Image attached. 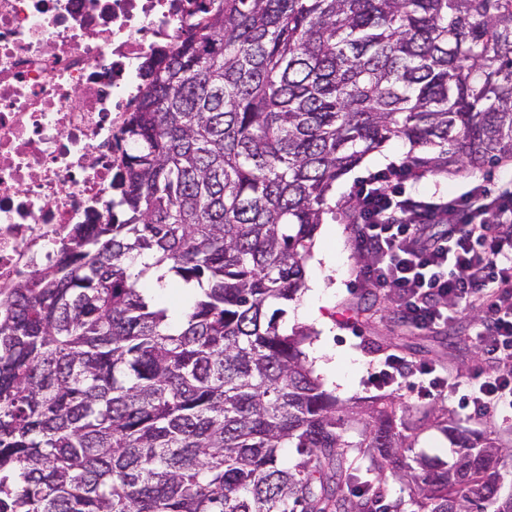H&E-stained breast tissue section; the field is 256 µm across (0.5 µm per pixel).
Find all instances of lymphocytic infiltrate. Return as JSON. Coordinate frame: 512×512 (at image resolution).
Wrapping results in <instances>:
<instances>
[{
    "label": "lymphocytic infiltrate",
    "instance_id": "obj_1",
    "mask_svg": "<svg viewBox=\"0 0 512 512\" xmlns=\"http://www.w3.org/2000/svg\"><path fill=\"white\" fill-rule=\"evenodd\" d=\"M403 167L369 174L353 196L363 279L383 290L402 322L416 330L447 325V306L478 311L477 349L492 370L467 381L435 375L389 356L383 382L417 377L422 396L449 391L473 413L512 412V179L489 192L476 183L455 197H421Z\"/></svg>",
    "mask_w": 512,
    "mask_h": 512
}]
</instances>
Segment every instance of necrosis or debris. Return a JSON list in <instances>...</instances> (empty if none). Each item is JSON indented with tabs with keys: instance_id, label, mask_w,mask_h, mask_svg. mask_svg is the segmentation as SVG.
<instances>
[{
	"instance_id": "obj_1",
	"label": "necrosis or debris",
	"mask_w": 512,
	"mask_h": 512,
	"mask_svg": "<svg viewBox=\"0 0 512 512\" xmlns=\"http://www.w3.org/2000/svg\"><path fill=\"white\" fill-rule=\"evenodd\" d=\"M199 0H0V291L110 222L112 136Z\"/></svg>"
}]
</instances>
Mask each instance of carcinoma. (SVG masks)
<instances>
[{
  "label": "carcinoma",
  "instance_id": "cac0c4a2",
  "mask_svg": "<svg viewBox=\"0 0 512 512\" xmlns=\"http://www.w3.org/2000/svg\"><path fill=\"white\" fill-rule=\"evenodd\" d=\"M155 51L112 144L119 216L0 292V512H512L505 447L435 409L341 402L280 330L336 181L512 163V0H209ZM182 294L173 321L162 294ZM361 426L360 440L346 438ZM297 461L286 465L282 451Z\"/></svg>",
  "mask_w": 512,
  "mask_h": 512
}]
</instances>
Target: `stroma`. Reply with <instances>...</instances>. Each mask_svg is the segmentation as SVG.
<instances>
[{"label": "stroma", "mask_w": 512, "mask_h": 512, "mask_svg": "<svg viewBox=\"0 0 512 512\" xmlns=\"http://www.w3.org/2000/svg\"><path fill=\"white\" fill-rule=\"evenodd\" d=\"M410 150L407 142L393 140L381 150L367 155L362 163L340 178L330 198V209L323 216L311 249L324 251L332 258L331 267L315 262L313 255L305 263L306 290L289 303L280 320L284 331L299 328L309 338L303 346L309 366L317 362L331 364L332 378L323 387L341 400L385 397L406 405L409 423L417 434L415 453L448 459L452 445L447 434L436 426L430 412L433 405H443L462 426L494 433L504 445L512 446V420H502L496 413L474 416L458 397H418L408 386L379 383L377 373L388 355L403 357L417 366H430L459 376L472 375L479 363L473 347V313H452L447 326L437 331H415L403 324L394 308L369 288L359 276V256L354 247L355 226L347 205L361 177L392 165L403 164ZM512 177V164L504 163L478 172L470 170L434 171L411 185L412 190L429 196L440 192L457 196L481 180L488 190H495ZM323 279L329 287L322 294H312L309 285ZM313 309L312 321L297 320L300 308Z\"/></svg>", "instance_id": "1"}]
</instances>
